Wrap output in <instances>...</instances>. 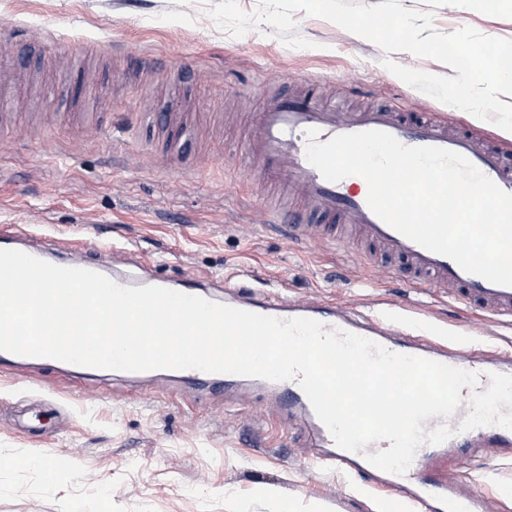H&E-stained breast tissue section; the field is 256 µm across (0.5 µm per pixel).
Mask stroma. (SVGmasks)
I'll use <instances>...</instances> for the list:
<instances>
[{
	"label": "stroma",
	"instance_id": "35a3bbf8",
	"mask_svg": "<svg viewBox=\"0 0 512 512\" xmlns=\"http://www.w3.org/2000/svg\"><path fill=\"white\" fill-rule=\"evenodd\" d=\"M449 34L468 26L512 39V8L467 11L446 0H411ZM308 49L284 44L263 24L234 38L203 0H0V49L9 33L24 64L56 75L51 89H22L0 123V237L29 226L55 256L96 263L125 251L119 273L179 285L227 283L281 298L334 300L367 313L405 308L447 333L450 344L491 350L512 344V327L483 323L453 302L410 287L396 264L362 267L355 245L301 240L266 223L247 194L258 165L246 157L230 115L270 105L290 78L319 80L343 98L359 84L375 105L428 109L454 127L512 137L494 123L449 110L402 82L369 41L296 12ZM165 60L141 78L140 59ZM397 63L445 76L446 65L402 52ZM145 113L127 109L130 99ZM180 113L191 133L171 135L162 118ZM302 425L282 424L260 399L224 409V398L165 375L74 374L51 363L0 360V512H412L390 495L321 467L295 447ZM435 470L512 512V449L469 459L446 456Z\"/></svg>",
	"mask_w": 512,
	"mask_h": 512
}]
</instances>
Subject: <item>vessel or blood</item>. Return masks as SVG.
<instances>
[{
    "label": "vessel or blood",
    "instance_id": "b4317fda",
    "mask_svg": "<svg viewBox=\"0 0 512 512\" xmlns=\"http://www.w3.org/2000/svg\"><path fill=\"white\" fill-rule=\"evenodd\" d=\"M21 61L9 51L0 52V107H8ZM318 132V142L332 137L379 130L390 133L407 146H432L464 155L503 191L512 193V163L499 147L465 130H449L446 118L436 114L405 113L392 104L345 112L324 102L321 87L310 80L303 91L278 98L259 112L246 135L248 153L256 159L264 176L252 189L259 201H266L270 188L291 196L298 211L285 209L267 213L269 223H287L290 238H299L307 230L319 232L323 241L341 242L351 233H359L371 243L364 257L379 264L391 259L400 264L412 286L452 288L455 301L478 308L485 318L497 324L512 323V287L493 284L464 272L452 259L431 252L409 240L383 222L368 206L367 190L352 191L347 181H327L306 159V132ZM226 305L279 319L307 317L323 323L326 329L339 328L368 338L389 351L432 359L478 374L477 389L461 388L462 402L451 418L436 416L424 421L425 430L449 424L453 437L440 444H422L405 474L381 471L366 459L367 454L388 449L389 441L367 445L365 452L339 448L326 426L316 416L298 381H273L272 400L267 408L275 419H301L304 431L298 446L309 456L355 475L375 490L402 498L416 512H493V504L481 494L464 489L454 480L436 479L429 467L435 457L450 453L466 457L485 448H511L512 430L481 426L460 431L462 420L470 413L472 392H485L493 373L512 374V347L493 351L448 346L425 326L416 333L397 331L394 321L385 316L355 314L349 307L333 301L291 299L281 301L264 296L241 294L226 298ZM181 379L197 380L237 391L243 376L207 373L184 369Z\"/></svg>",
    "mask_w": 512,
    "mask_h": 512
}]
</instances>
